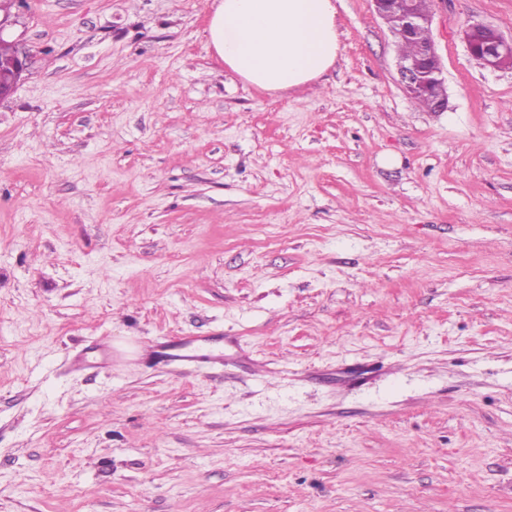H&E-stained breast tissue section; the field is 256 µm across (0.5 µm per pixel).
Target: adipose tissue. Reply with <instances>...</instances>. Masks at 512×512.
Here are the masks:
<instances>
[{
	"label": "adipose tissue",
	"mask_w": 512,
	"mask_h": 512,
	"mask_svg": "<svg viewBox=\"0 0 512 512\" xmlns=\"http://www.w3.org/2000/svg\"><path fill=\"white\" fill-rule=\"evenodd\" d=\"M337 0H215L206 31L217 61L271 94L300 89L341 50Z\"/></svg>",
	"instance_id": "1"
}]
</instances>
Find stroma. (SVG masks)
Here are the masks:
<instances>
[{"mask_svg":"<svg viewBox=\"0 0 512 512\" xmlns=\"http://www.w3.org/2000/svg\"><path fill=\"white\" fill-rule=\"evenodd\" d=\"M212 4L14 7L0 512H512V68L462 34L512 0H432L441 112L371 0L280 94ZM181 339L223 364L149 351Z\"/></svg>","mask_w":512,"mask_h":512,"instance_id":"35a3bbf8","label":"stroma"}]
</instances>
